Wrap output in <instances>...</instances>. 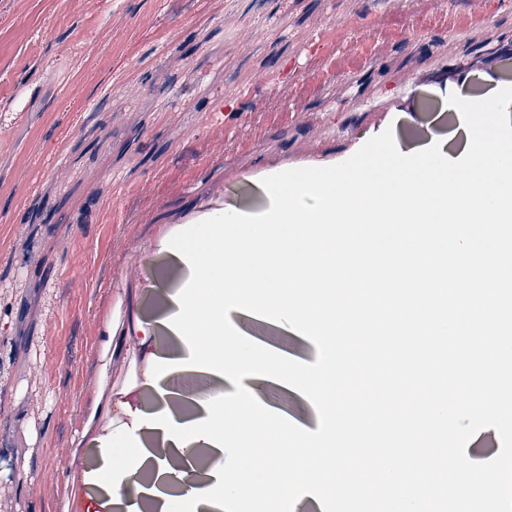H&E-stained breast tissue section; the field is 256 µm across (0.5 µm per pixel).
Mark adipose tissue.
<instances>
[{
  "mask_svg": "<svg viewBox=\"0 0 512 512\" xmlns=\"http://www.w3.org/2000/svg\"><path fill=\"white\" fill-rule=\"evenodd\" d=\"M138 334L136 348H129L125 340L115 338L112 333L111 320H104L96 342L98 386L85 405V423L76 441L74 455H82L85 442L101 438L103 431L116 430L119 425L132 423L133 418L122 405L128 400L127 392L116 393L112 390V378L115 374L114 359L124 356L138 367L132 373L130 385L138 387L147 385L145 371L148 359L155 345V326L147 320H137L134 326ZM162 429L141 428L138 431L140 440L149 441L150 466L156 483L174 488L176 495L185 496L188 491L199 488L197 479V454L204 449V441H195L180 449L179 456L183 460L182 468H174L170 461V444L162 438Z\"/></svg>",
  "mask_w": 512,
  "mask_h": 512,
  "instance_id": "adipose-tissue-1",
  "label": "adipose tissue"
}]
</instances>
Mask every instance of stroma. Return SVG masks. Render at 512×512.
<instances>
[{
    "label": "stroma",
    "mask_w": 512,
    "mask_h": 512,
    "mask_svg": "<svg viewBox=\"0 0 512 512\" xmlns=\"http://www.w3.org/2000/svg\"><path fill=\"white\" fill-rule=\"evenodd\" d=\"M509 46L512 0H0V512H58L71 469L104 468L71 457L97 336L111 309L124 336L148 317L176 233L386 128L446 134L425 104L512 85ZM256 391L318 429L298 390Z\"/></svg>",
    "instance_id": "1"
}]
</instances>
